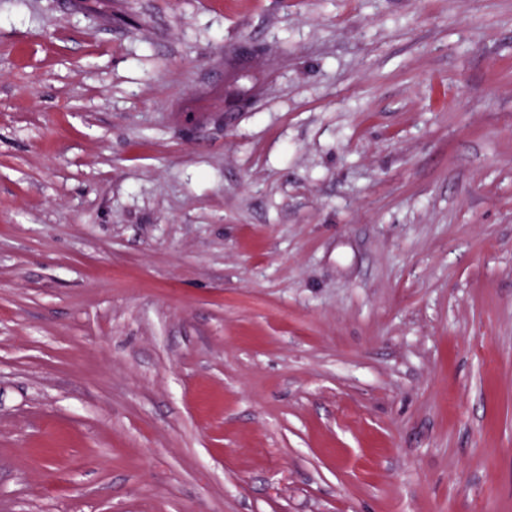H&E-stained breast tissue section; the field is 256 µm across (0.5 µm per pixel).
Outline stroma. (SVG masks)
I'll return each mask as SVG.
<instances>
[{"label": "stroma", "instance_id": "35a3bbf8", "mask_svg": "<svg viewBox=\"0 0 512 512\" xmlns=\"http://www.w3.org/2000/svg\"><path fill=\"white\" fill-rule=\"evenodd\" d=\"M0 512H512V0H0Z\"/></svg>", "mask_w": 512, "mask_h": 512}]
</instances>
